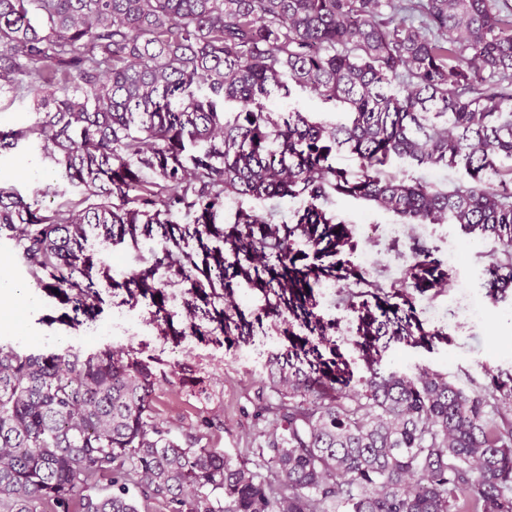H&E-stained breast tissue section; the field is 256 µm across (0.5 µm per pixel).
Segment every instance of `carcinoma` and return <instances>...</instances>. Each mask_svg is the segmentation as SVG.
<instances>
[{"mask_svg": "<svg viewBox=\"0 0 512 512\" xmlns=\"http://www.w3.org/2000/svg\"><path fill=\"white\" fill-rule=\"evenodd\" d=\"M292 85L345 112L267 106ZM5 90L40 107L0 129V151L37 142L84 195L48 212L45 189L0 183V238L65 308L59 321H93L121 291L150 302L166 335L245 343L265 317L287 345L266 364L274 398H258L253 458L236 461L170 437L157 402L174 381L141 350L0 345V512H512V377L466 389L378 369L380 350L442 335L411 291L443 287V263L411 237L387 287L326 209L360 199L490 239L486 296L512 295V165L498 164L512 161V17L498 0H0ZM340 152L357 169L337 167ZM395 157L461 164L467 179L408 181ZM231 195L303 206L224 224ZM125 244L149 257L115 277L107 252ZM171 284L189 296L178 327ZM243 284L259 308L234 299ZM326 284L358 321L364 375L318 314ZM174 383L202 380L186 366Z\"/></svg>", "mask_w": 512, "mask_h": 512, "instance_id": "cac0c4a2", "label": "carcinoma"}]
</instances>
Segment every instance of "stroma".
<instances>
[{"label": "stroma", "instance_id": "35a3bbf8", "mask_svg": "<svg viewBox=\"0 0 512 512\" xmlns=\"http://www.w3.org/2000/svg\"><path fill=\"white\" fill-rule=\"evenodd\" d=\"M27 163L34 164L45 176L49 193L42 200L44 209L53 210L82 199L81 189L63 178L54 162L31 144L0 153V181L22 195H30L33 186L23 173ZM389 169L401 178L420 179L441 187L453 186L464 176L459 166L419 167L400 159L392 160ZM331 211L350 230L359 251L371 254L372 274L387 285L399 282L404 263L397 247L405 239L389 230L390 224L396 223V216L366 202L339 197ZM410 232L422 238L432 237L436 258L447 261L452 252L458 257L455 264H449L446 287L414 297L424 328L438 327L443 334L428 347L387 350L381 368H428L447 374L455 382L469 376L480 379L488 371L512 374V303H492L481 286L490 243L466 236L454 224L437 225L432 234L420 225L411 227ZM116 310L115 304H105L97 320L71 327L58 323L57 302L44 295L34 308L15 309L8 321L0 323V342L34 351H48L62 344L88 350L104 346L115 350L133 348L154 355L169 371L191 365L204 381L203 392L191 393L168 384L163 387L159 408L172 429V437L182 443L191 433L200 437L203 445L220 449L232 458L248 457L257 427L252 412L265 378L263 367L240 359L236 347L218 346L194 337L176 341L163 336L159 327L150 323L149 308L143 303L125 310L138 327L137 335L126 340L112 338L105 335L104 329ZM205 417L214 420L213 428L201 427L200 421Z\"/></svg>", "mask_w": 512, "mask_h": 512}]
</instances>
